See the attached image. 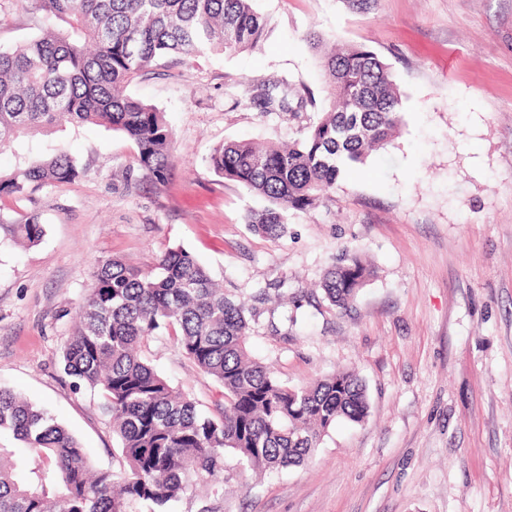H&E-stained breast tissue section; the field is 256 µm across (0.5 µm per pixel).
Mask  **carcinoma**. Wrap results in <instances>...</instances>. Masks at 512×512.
<instances>
[{
    "instance_id": "carcinoma-1",
    "label": "carcinoma",
    "mask_w": 512,
    "mask_h": 512,
    "mask_svg": "<svg viewBox=\"0 0 512 512\" xmlns=\"http://www.w3.org/2000/svg\"><path fill=\"white\" fill-rule=\"evenodd\" d=\"M37 27L60 28L13 47L0 46V152L65 125L104 124L137 149L140 177L165 181L172 133L164 114L126 93L160 60L258 46L266 21L251 0H30ZM330 80L325 112L288 145L227 142L214 148V172L263 196L251 216L257 234L279 238L288 213L304 210L336 189L345 167L386 146L402 122L401 99L387 67L369 50L346 45L321 59ZM242 97L261 112L293 116L315 106L286 79L247 83ZM63 149L33 155L0 172V196L16 200L79 177ZM0 229L27 245L45 233L31 213ZM372 275L356 254L332 264L321 288L347 307ZM77 311L78 325L60 360L77 387L97 393L112 420L120 468H95L77 439L43 409L0 388V432L32 453L20 471L14 451L0 447V512H169L193 485L224 483V453L252 471L298 466L338 420L368 415L363 382L338 371L310 387H295L247 350L244 303L224 295L186 250L163 253L143 270L119 258L99 259ZM170 336L222 388L211 413L175 390L144 359L154 336Z\"/></svg>"
}]
</instances>
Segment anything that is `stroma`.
Masks as SVG:
<instances>
[{"label":"stroma","mask_w":512,"mask_h":512,"mask_svg":"<svg viewBox=\"0 0 512 512\" xmlns=\"http://www.w3.org/2000/svg\"><path fill=\"white\" fill-rule=\"evenodd\" d=\"M267 21L256 48L170 57L127 92L163 112L173 134L165 183L131 185L136 147L102 124L36 141L65 148L81 174L0 218L41 214L33 247L0 233V385L46 408L96 468L119 466L112 422L75 389L62 346L96 259L147 269L193 254L244 302L252 358L289 385L339 370L365 383L363 423L339 422L299 466L254 478L224 456L218 492H185L170 512H512V0H253ZM29 0H0V44L35 30ZM373 51L401 95L386 149L347 168L335 191L288 214L283 237L249 226L266 200L217 175L227 141L288 143L326 105L321 54L305 36ZM285 77L316 106L300 117L240 104L243 83ZM373 275L348 308L320 288L341 251ZM145 357L213 411L219 386L166 336Z\"/></svg>","instance_id":"stroma-1"}]
</instances>
